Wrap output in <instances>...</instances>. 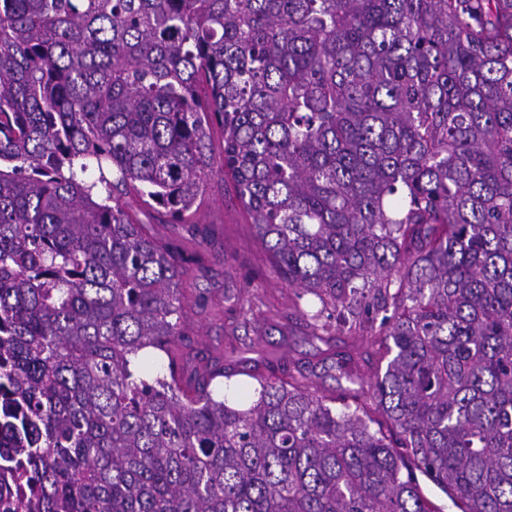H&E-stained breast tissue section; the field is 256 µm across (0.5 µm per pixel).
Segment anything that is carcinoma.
<instances>
[{
    "label": "carcinoma",
    "mask_w": 512,
    "mask_h": 512,
    "mask_svg": "<svg viewBox=\"0 0 512 512\" xmlns=\"http://www.w3.org/2000/svg\"><path fill=\"white\" fill-rule=\"evenodd\" d=\"M224 175L368 386L174 364L187 260L131 202ZM4 430L18 512H434L418 472L512 512V0H0ZM166 364L165 356L161 357L156 352H148L137 359L135 370L140 376L150 378L165 370Z\"/></svg>",
    "instance_id": "cac0c4a2"
}]
</instances>
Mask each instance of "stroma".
I'll use <instances>...</instances> for the list:
<instances>
[{
  "instance_id": "obj_1",
  "label": "stroma",
  "mask_w": 512,
  "mask_h": 512,
  "mask_svg": "<svg viewBox=\"0 0 512 512\" xmlns=\"http://www.w3.org/2000/svg\"><path fill=\"white\" fill-rule=\"evenodd\" d=\"M196 222L207 232L199 244L188 225L154 224V232L177 242L188 251L203 249L202 266L188 267L182 286L190 306L188 319L196 342L212 357L223 359L231 374L224 382V395L240 407H248L259 387L257 378L266 374L272 357L285 367L308 366L310 389L325 395L338 393L335 378L325 368L338 351L363 354L370 342L345 334L334 326L329 343L308 338L300 309H315L313 296L298 297L274 273L269 253L258 242L245 211L232 197L230 180L214 179L200 202ZM249 283L239 299L223 301V289Z\"/></svg>"
}]
</instances>
